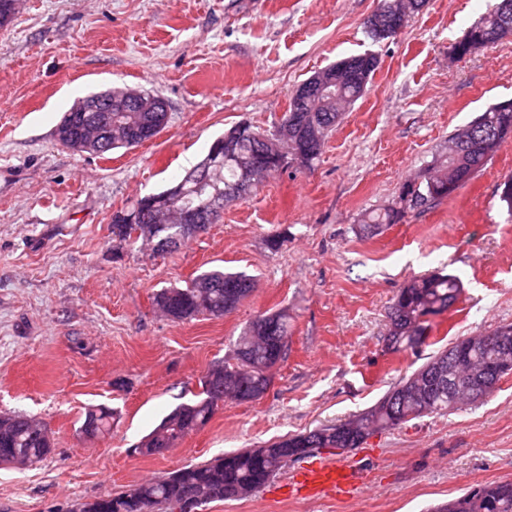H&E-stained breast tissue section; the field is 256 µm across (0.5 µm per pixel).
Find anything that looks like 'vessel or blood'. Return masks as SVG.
I'll return each mask as SVG.
<instances>
[{
  "label": "vessel or blood",
  "mask_w": 512,
  "mask_h": 512,
  "mask_svg": "<svg viewBox=\"0 0 512 512\" xmlns=\"http://www.w3.org/2000/svg\"><path fill=\"white\" fill-rule=\"evenodd\" d=\"M360 472L346 461H309L296 471L288 482V493L296 498L351 493L357 486Z\"/></svg>",
  "instance_id": "b4317fda"
}]
</instances>
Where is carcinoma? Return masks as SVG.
Listing matches in <instances>:
<instances>
[{"mask_svg":"<svg viewBox=\"0 0 512 512\" xmlns=\"http://www.w3.org/2000/svg\"><path fill=\"white\" fill-rule=\"evenodd\" d=\"M464 32L475 40L497 43L512 35V8L503 18L504 2ZM356 81L346 82L334 96L307 101L300 111L284 114L270 133L246 136L236 143L234 155L224 159L219 186L224 202L247 198L272 172L280 169V152L299 151L301 166L318 159L325 140L339 122L340 110L355 103L367 91L373 78L369 69L360 70ZM166 112L112 113V137L102 138L96 153L105 155L126 147L121 127L133 124L138 134L147 127L167 125ZM512 135V106L498 102L489 106L448 140V158L425 179L403 187L401 201L418 207L430 200L450 196L480 172ZM260 162L257 177L248 186L239 185L244 167ZM121 212L112 215V251L149 248L155 254L177 250L194 238L181 224H125ZM401 211L388 208L369 215L364 229L373 234L384 224H394ZM463 289L452 274L434 273L410 281L400 289L389 312L388 346L398 351L413 348L427 338L422 318L451 307ZM252 290V279L242 272L213 269L195 277L184 288H166L155 304L172 320L197 316L214 318L233 313ZM288 337V315L283 312L258 316L238 338L232 361H217L201 380L202 391L195 399L181 403L166 414L141 441L146 454L173 447L191 432L206 425L226 400L254 401L262 397L271 381V369L283 359ZM509 344V350L500 343ZM512 374V323H503L480 336H466L435 352L411 374L404 376L373 406L343 423L325 426L306 434L282 438L262 448L229 452L203 464L187 465L163 478L140 483L116 494H108L79 505L78 512H175L187 495H198L209 504L243 498L264 488L289 462L300 461L319 448L352 451L373 434L394 430L413 419L457 408L449 395L460 399L479 392L486 398L501 379ZM84 418L96 423V430L110 431L114 413L106 407L90 408ZM53 448L49 430L24 415H0V463L36 465ZM443 512H512V480L480 484L448 502Z\"/></svg>","mask_w":512,"mask_h":512,"instance_id":"carcinoma-1","label":"carcinoma"}]
</instances>
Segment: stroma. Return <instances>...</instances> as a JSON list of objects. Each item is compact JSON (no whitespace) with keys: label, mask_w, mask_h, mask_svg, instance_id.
I'll return each mask as SVG.
<instances>
[{"label":"stroma","mask_w":512,"mask_h":512,"mask_svg":"<svg viewBox=\"0 0 512 512\" xmlns=\"http://www.w3.org/2000/svg\"><path fill=\"white\" fill-rule=\"evenodd\" d=\"M0 27V414L43 422L39 465L0 464V512L75 506L224 453L354 418L440 348L512 323V137L450 197L402 207V188L444 161L448 138L512 99V37L458 57L453 46L497 0H427L380 42V0H19ZM375 54L365 95L342 113L312 169L267 177L221 220L161 256L112 255V215L179 182L213 140L271 130L296 88L330 63ZM130 87L162 96L155 139L99 157L55 129L78 98ZM401 208L376 235L372 211ZM255 281L221 318L174 321L153 297L205 271ZM464 290L416 348H388L400 288L435 272ZM288 313L286 354L267 393L227 402L176 447L133 448L193 399L208 366L263 314ZM119 414L81 439L86 409ZM345 458L366 483L347 498H288L285 467L266 487L203 512H437L462 490L512 479V376L483 401L370 436Z\"/></svg>","instance_id":"obj_1"}]
</instances>
